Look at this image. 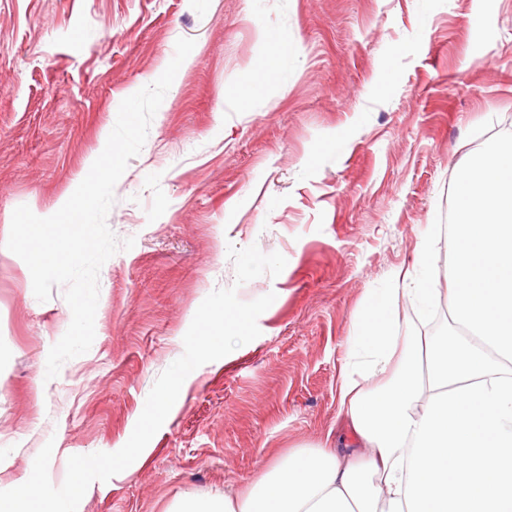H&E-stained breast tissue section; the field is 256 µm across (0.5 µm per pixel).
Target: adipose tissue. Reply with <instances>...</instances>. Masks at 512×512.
Wrapping results in <instances>:
<instances>
[{
  "mask_svg": "<svg viewBox=\"0 0 512 512\" xmlns=\"http://www.w3.org/2000/svg\"><path fill=\"white\" fill-rule=\"evenodd\" d=\"M450 229L454 332L399 342L395 288L358 319L339 401L361 448L298 449L180 512H512L511 142L459 179Z\"/></svg>",
  "mask_w": 512,
  "mask_h": 512,
  "instance_id": "obj_1",
  "label": "adipose tissue"
}]
</instances>
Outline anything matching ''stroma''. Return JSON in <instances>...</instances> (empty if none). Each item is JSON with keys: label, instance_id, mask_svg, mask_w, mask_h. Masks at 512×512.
I'll return each mask as SVG.
<instances>
[{"label": "stroma", "instance_id": "obj_1", "mask_svg": "<svg viewBox=\"0 0 512 512\" xmlns=\"http://www.w3.org/2000/svg\"><path fill=\"white\" fill-rule=\"evenodd\" d=\"M181 37L195 47L107 216L135 244L100 270L90 350L47 379L72 313L63 287L35 298L4 246L12 213L56 212ZM508 140L512 0H0V490L46 443L56 486L68 457L119 450L199 305L232 285L275 293L259 336L190 373L146 451L78 512H176L290 450L354 443L338 386L357 315L426 237L451 305L453 239L430 227L469 162ZM253 244L287 265L236 285L228 249ZM393 321L398 336L452 330L404 295Z\"/></svg>", "mask_w": 512, "mask_h": 512}]
</instances>
